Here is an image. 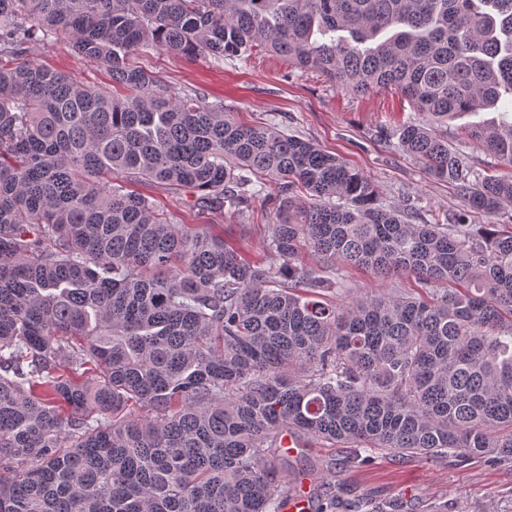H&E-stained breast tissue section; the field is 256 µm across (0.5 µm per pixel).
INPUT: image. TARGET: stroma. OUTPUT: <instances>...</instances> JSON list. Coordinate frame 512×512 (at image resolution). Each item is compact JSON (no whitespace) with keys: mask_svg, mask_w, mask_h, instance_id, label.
<instances>
[{"mask_svg":"<svg viewBox=\"0 0 512 512\" xmlns=\"http://www.w3.org/2000/svg\"><path fill=\"white\" fill-rule=\"evenodd\" d=\"M22 60L87 85L112 84L104 65L75 54L60 40L29 45ZM132 62L152 72L172 92L194 91L207 101L223 103L239 123L271 122L286 134L340 156L375 182L383 205L429 222L457 213L463 206L448 182L429 176L423 164L390 136V129L415 116L393 90L353 97L267 53L187 60L149 50L134 55ZM153 196L161 209L175 213L179 223L223 225L225 240L252 256L260 251L272 222L260 195L254 197L247 219L226 212L201 213L185 200L158 190ZM344 453L342 446L321 442L286 453L281 473L303 494L313 489L308 476L311 464L321 460L328 465L321 473L327 488L311 503V512H320L331 502L335 512H377L391 502L397 503V512H512V467L483 458L461 466L444 459L398 461L378 452L369 464L352 466Z\"/></svg>","mask_w":512,"mask_h":512,"instance_id":"1","label":"stroma"}]
</instances>
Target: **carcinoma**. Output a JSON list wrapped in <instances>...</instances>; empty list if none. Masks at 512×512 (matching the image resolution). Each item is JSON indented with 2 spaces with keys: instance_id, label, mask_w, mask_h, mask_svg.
<instances>
[{
  "instance_id": "obj_1",
  "label": "carcinoma",
  "mask_w": 512,
  "mask_h": 512,
  "mask_svg": "<svg viewBox=\"0 0 512 512\" xmlns=\"http://www.w3.org/2000/svg\"><path fill=\"white\" fill-rule=\"evenodd\" d=\"M50 38L124 94L0 65V512H284L285 436L512 465V176L448 144L454 114L512 111V0H0V57ZM149 47L395 90L464 208L410 223L316 144L158 84ZM467 137L512 168V122ZM134 184L233 215L260 186L263 254ZM350 267L419 288L346 302Z\"/></svg>"
}]
</instances>
